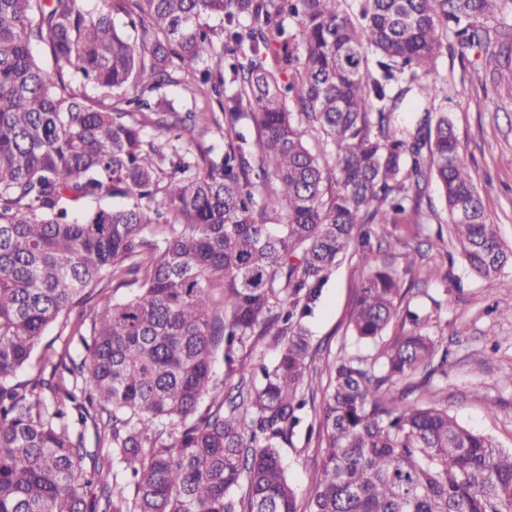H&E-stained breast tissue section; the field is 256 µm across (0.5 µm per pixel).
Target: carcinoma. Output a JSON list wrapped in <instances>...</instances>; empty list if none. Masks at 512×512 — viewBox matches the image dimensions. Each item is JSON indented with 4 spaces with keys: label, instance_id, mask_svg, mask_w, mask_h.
Listing matches in <instances>:
<instances>
[{
    "label": "carcinoma",
    "instance_id": "carcinoma-1",
    "mask_svg": "<svg viewBox=\"0 0 512 512\" xmlns=\"http://www.w3.org/2000/svg\"><path fill=\"white\" fill-rule=\"evenodd\" d=\"M507 2L0 0V512H299L279 448L328 271L351 248L370 268L350 325L377 343L402 294L366 227L420 215L433 180L470 271L494 289L512 265L448 113L412 133L391 94L432 73L450 33L463 53L511 38L495 25ZM178 71L216 110L173 107L161 89ZM98 287L112 294L76 321L81 360L18 379ZM405 318L387 352L326 365L307 512H512V451L439 393L409 399L448 349ZM270 335L286 337L273 366L240 354Z\"/></svg>",
    "mask_w": 512,
    "mask_h": 512
}]
</instances>
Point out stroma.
<instances>
[{
    "label": "stroma",
    "instance_id": "stroma-1",
    "mask_svg": "<svg viewBox=\"0 0 512 512\" xmlns=\"http://www.w3.org/2000/svg\"><path fill=\"white\" fill-rule=\"evenodd\" d=\"M437 78L448 86L447 100L432 109L447 112L492 223L512 248V56L497 48L472 49L460 55L448 46L438 56ZM435 218L417 224L413 214L398 216L389 234L372 233L373 242L388 241L405 274V300L421 316L419 327L449 356L445 374L431 388L448 399V412L470 430L492 436L512 448V267L501 274L499 288H484L468 270L457 246L438 235ZM366 270L358 258H343L332 268L319 300L304 320L314 359L305 384L300 422L280 448L288 479L299 504H306L321 465L322 450L314 428L315 408L327 383L326 361L354 352L349 314ZM70 350L81 358L83 346L70 329L52 327L22 379L42 376V354Z\"/></svg>",
    "mask_w": 512,
    "mask_h": 512
}]
</instances>
